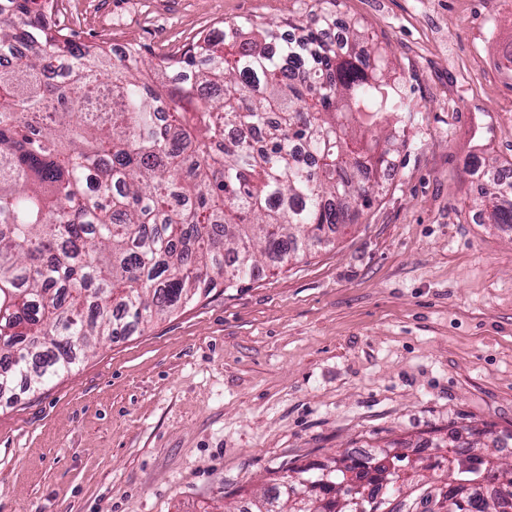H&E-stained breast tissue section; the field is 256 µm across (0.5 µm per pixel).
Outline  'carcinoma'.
<instances>
[{"label": "carcinoma", "instance_id": "obj_1", "mask_svg": "<svg viewBox=\"0 0 512 512\" xmlns=\"http://www.w3.org/2000/svg\"><path fill=\"white\" fill-rule=\"evenodd\" d=\"M0 52L27 53L0 72V390H35L71 370L77 351L123 336L261 259L288 262L353 223L394 168L417 111L403 79L371 66L370 37L328 16L247 20L153 62L128 43L74 42L52 0H7ZM483 223L512 224V162L489 167ZM272 479L241 512H293L315 496L334 512L346 456ZM452 475L496 487L456 512H495L512 499L490 474ZM421 492L395 474L385 494Z\"/></svg>", "mask_w": 512, "mask_h": 512}]
</instances>
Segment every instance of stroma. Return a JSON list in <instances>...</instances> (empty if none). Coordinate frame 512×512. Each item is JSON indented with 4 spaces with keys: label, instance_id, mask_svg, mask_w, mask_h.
Masks as SVG:
<instances>
[{
    "label": "stroma",
    "instance_id": "obj_1",
    "mask_svg": "<svg viewBox=\"0 0 512 512\" xmlns=\"http://www.w3.org/2000/svg\"><path fill=\"white\" fill-rule=\"evenodd\" d=\"M77 43L151 59L306 0H57ZM419 112L357 224L0 397V512H238L297 465L512 431V229L473 156L512 160V0H338Z\"/></svg>",
    "mask_w": 512,
    "mask_h": 512
}]
</instances>
